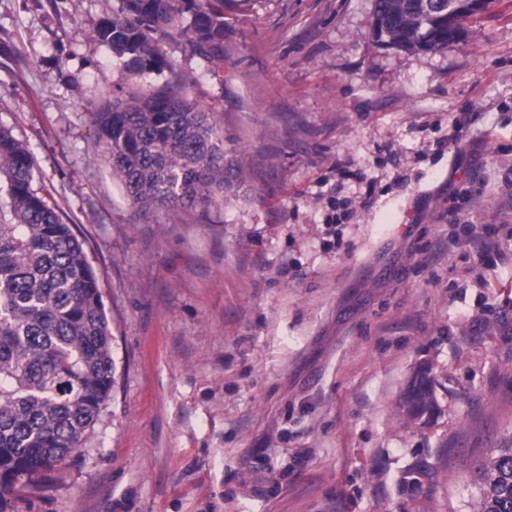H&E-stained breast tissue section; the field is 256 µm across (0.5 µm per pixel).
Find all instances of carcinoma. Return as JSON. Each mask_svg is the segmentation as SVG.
Here are the masks:
<instances>
[{
	"label": "carcinoma",
	"mask_w": 512,
	"mask_h": 512,
	"mask_svg": "<svg viewBox=\"0 0 512 512\" xmlns=\"http://www.w3.org/2000/svg\"><path fill=\"white\" fill-rule=\"evenodd\" d=\"M100 39L127 75L168 67L162 40L177 33L209 60L224 57V0H121ZM467 20L470 0L448 16L425 0H373L378 42L433 52L450 44L452 17ZM96 140L140 219L208 207L242 183L207 112L178 85L145 89L92 112ZM24 143L0 125V490L46 474L86 443L115 384L112 332L99 278L84 242L32 188ZM407 419L437 411L421 396ZM476 512H512V444L492 450L478 469Z\"/></svg>",
	"instance_id": "carcinoma-1"
}]
</instances>
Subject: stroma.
Segmentation results:
<instances>
[{"label":"stroma","mask_w":512,"mask_h":512,"mask_svg":"<svg viewBox=\"0 0 512 512\" xmlns=\"http://www.w3.org/2000/svg\"><path fill=\"white\" fill-rule=\"evenodd\" d=\"M120 0H0V124L76 225L115 386L85 447L0 512H475L512 440V0L432 52L372 0L224 9V59L167 38L243 184L138 221L90 121L135 83ZM468 241L449 246L461 221ZM439 412L406 422L418 367Z\"/></svg>","instance_id":"35a3bbf8"}]
</instances>
